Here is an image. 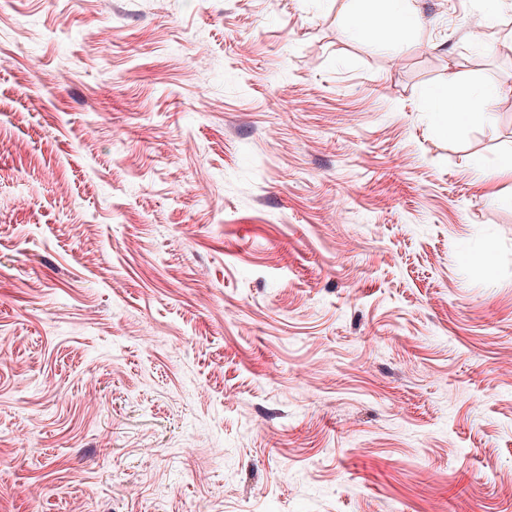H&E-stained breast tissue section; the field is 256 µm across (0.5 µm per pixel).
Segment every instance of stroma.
I'll return each mask as SVG.
<instances>
[{
    "mask_svg": "<svg viewBox=\"0 0 512 512\" xmlns=\"http://www.w3.org/2000/svg\"><path fill=\"white\" fill-rule=\"evenodd\" d=\"M416 4L0 0V512H512V0ZM386 2L388 26L394 30V36H401L417 29L421 17L412 6L411 0H383ZM502 93L497 85H489L484 93L470 100L464 107L459 100L449 97L446 89H435L429 93V112L436 125L444 131H453L469 117L484 113L485 102Z\"/></svg>",
    "mask_w": 512,
    "mask_h": 512,
    "instance_id": "stroma-1",
    "label": "stroma"
}]
</instances>
